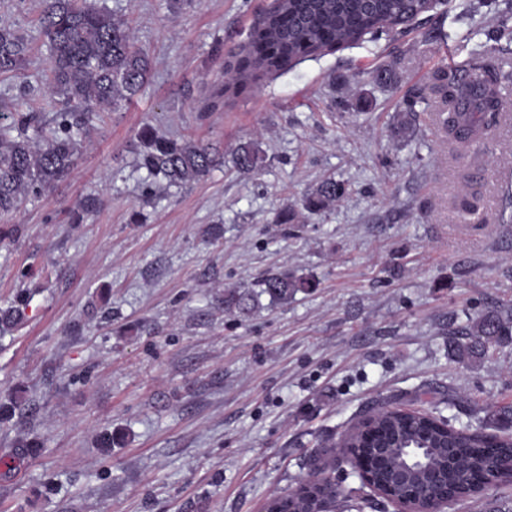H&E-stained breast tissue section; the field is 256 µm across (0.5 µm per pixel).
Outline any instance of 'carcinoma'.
<instances>
[{
    "instance_id": "carcinoma-1",
    "label": "carcinoma",
    "mask_w": 512,
    "mask_h": 512,
    "mask_svg": "<svg viewBox=\"0 0 512 512\" xmlns=\"http://www.w3.org/2000/svg\"><path fill=\"white\" fill-rule=\"evenodd\" d=\"M428 12L427 0H286L268 25L251 35L249 53L229 76L247 82L258 70H279L326 47L349 45L362 36H379ZM40 34L48 54L44 73L49 90L58 96L52 126L42 125L32 109L17 110L0 123V216L19 209L65 180L75 167L88 132L103 114L121 102L133 101L153 68L149 53L138 46L127 23L99 0H45ZM29 40L0 25V74L18 76L28 63ZM491 49L480 44L470 52L460 76L435 75L434 89L443 106L440 120L448 142L477 143L494 132L503 116L502 90L512 72L490 64ZM138 166L150 179L182 185L204 178L222 163L212 147L199 141L171 138L146 123L136 134ZM264 157L253 141L235 152L238 170H258ZM345 193L344 185L324 180L304 201L318 215ZM259 287L274 299H286L315 284L286 272L265 276ZM24 316L23 305L0 311V325L10 328ZM458 333L451 332V335ZM454 353L477 359L494 345L512 339V306L469 320ZM345 444L369 456L375 469L405 473L413 487L434 494L448 488L460 496H478L494 477L491 464L512 458V434L491 437L455 427L445 428L430 417L402 413L385 405L360 419ZM325 486L304 483L269 504L272 512H314Z\"/></svg>"
}]
</instances>
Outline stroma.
Wrapping results in <instances>:
<instances>
[{"label": "stroma", "instance_id": "stroma-1", "mask_svg": "<svg viewBox=\"0 0 512 512\" xmlns=\"http://www.w3.org/2000/svg\"><path fill=\"white\" fill-rule=\"evenodd\" d=\"M271 3L105 0L154 67L67 181L0 217L23 227L0 247V307L31 295L0 332V402L18 403L0 424V512H265L318 470L342 493L336 512H397L339 446L356 419L389 402L503 431L512 343L464 364L450 333L512 303V86L495 136L469 152L448 143L432 76L512 28V0H442L401 32L228 83ZM42 9L0 0V24L34 47L27 79L0 75L2 115H54ZM383 67L386 87L372 78ZM147 121L212 145L223 167L145 198ZM248 140L265 162L243 173L233 156ZM328 178L346 194L310 219L302 201ZM473 189L483 220L462 234ZM287 207L298 223H280ZM277 271L318 286L224 307L225 289ZM446 512H512V481Z\"/></svg>", "mask_w": 512, "mask_h": 512}]
</instances>
